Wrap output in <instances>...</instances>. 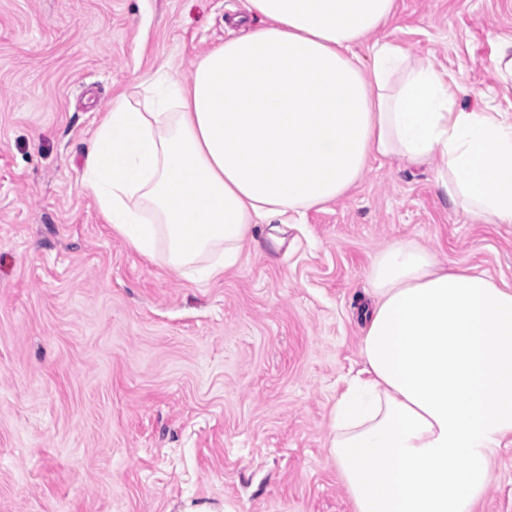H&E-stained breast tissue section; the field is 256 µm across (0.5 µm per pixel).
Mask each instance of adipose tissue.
<instances>
[{
	"label": "adipose tissue",
	"mask_w": 512,
	"mask_h": 512,
	"mask_svg": "<svg viewBox=\"0 0 512 512\" xmlns=\"http://www.w3.org/2000/svg\"><path fill=\"white\" fill-rule=\"evenodd\" d=\"M396 0H246L242 35L123 91L83 185L105 223L169 269L233 267L258 220L345 196L372 159L429 168L472 218L512 224V115L465 110L427 58L371 41ZM368 45L367 59L354 52ZM363 363L333 409L330 453L354 512H474L512 444V289L396 243L369 270Z\"/></svg>",
	"instance_id": "adipose-tissue-1"
}]
</instances>
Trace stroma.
Returning <instances> with one entry per match:
<instances>
[{
  "label": "stroma",
  "mask_w": 512,
  "mask_h": 512,
  "mask_svg": "<svg viewBox=\"0 0 512 512\" xmlns=\"http://www.w3.org/2000/svg\"><path fill=\"white\" fill-rule=\"evenodd\" d=\"M244 0H0V512H352L331 411L362 367L370 264L409 241L512 288V224L372 161L209 281L137 253L82 185L100 112L237 35ZM512 113V0H398L378 33ZM477 512H512V445Z\"/></svg>",
  "instance_id": "1"
}]
</instances>
